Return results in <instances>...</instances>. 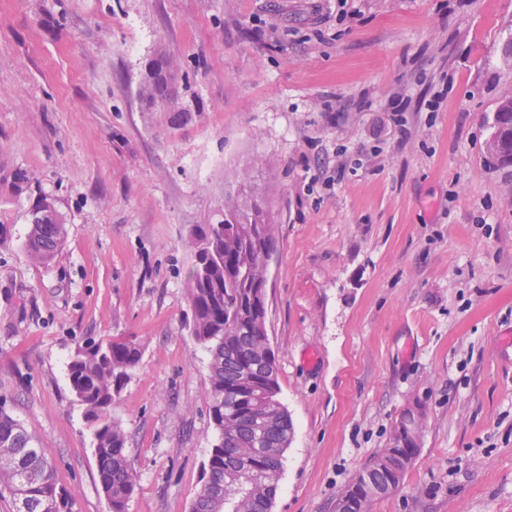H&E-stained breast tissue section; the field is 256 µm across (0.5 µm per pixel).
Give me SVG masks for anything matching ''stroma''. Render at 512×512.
Instances as JSON below:
<instances>
[{"mask_svg":"<svg viewBox=\"0 0 512 512\" xmlns=\"http://www.w3.org/2000/svg\"><path fill=\"white\" fill-rule=\"evenodd\" d=\"M511 40L512 0H0V402L75 512H109L67 379L90 336L143 346L112 407L126 512H190L216 439L191 242L258 156L294 424L271 512H334L416 408L372 512H512V166L489 149ZM161 51L177 112L139 97ZM45 200L66 236L39 263ZM402 423L403 419L399 422L398 428L392 437L391 446L385 448L377 459L374 456L368 465L374 464L371 467L366 466L352 479L347 489L342 492L348 494V498L351 500V505L349 506L350 511H348V503L338 501L339 495L336 498V512L358 511L360 499H365L368 494V483H371L382 492H385L389 487V494L399 488V486H393L392 484H401L408 471V465L409 468L412 466L413 461L420 451L424 437V427L421 425L420 418H416L414 421L410 422L406 430L402 426ZM409 441L415 442L417 447H411ZM412 448H417V451L411 459ZM382 495L383 494H375L368 497L367 501L363 503L362 509L358 512H371L372 504L376 500L385 497Z\"/></svg>","mask_w":512,"mask_h":512,"instance_id":"35a3bbf8","label":"stroma"}]
</instances>
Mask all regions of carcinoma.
Segmentation results:
<instances>
[{
	"label": "carcinoma",
	"instance_id": "carcinoma-1",
	"mask_svg": "<svg viewBox=\"0 0 512 512\" xmlns=\"http://www.w3.org/2000/svg\"><path fill=\"white\" fill-rule=\"evenodd\" d=\"M167 83H147L145 101H155L165 90L176 100L179 79L176 63L164 57ZM264 165L255 159L249 169L227 176L224 221L201 229L193 242L195 262L188 276L187 299L192 311V335L210 355V415L217 440L203 465L201 487L190 512H232L239 497L230 484L224 497L212 488L224 485V475L244 467L241 448L260 452L249 464L252 474H266L269 483H255L238 507L240 512H270L282 457L290 446L294 427L288 411L273 403L280 392L274 351L268 343L265 317L266 283L257 270L260 256L274 249L275 225L268 208V189L246 194L233 185L251 182ZM64 225L32 223L25 242L31 259L51 260L61 248ZM142 356L141 345L130 338L85 342L67 364L76 400L85 407L93 426L94 454L110 512H126L135 483L127 459V436L112 421V405L130 371ZM412 456L410 448H386L374 464L365 467L348 485L349 509H358L368 485L384 492L403 481ZM0 486L11 496L15 512H74V501L55 478L52 464L37 440L0 405Z\"/></svg>",
	"mask_w": 512,
	"mask_h": 512
}]
</instances>
